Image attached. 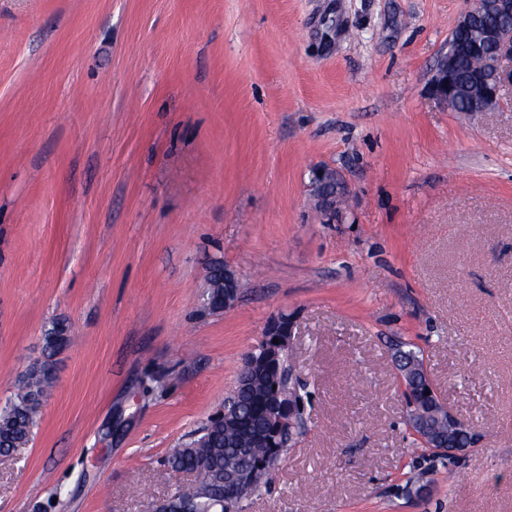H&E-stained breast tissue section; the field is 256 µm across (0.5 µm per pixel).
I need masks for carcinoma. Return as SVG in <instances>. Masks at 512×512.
I'll use <instances>...</instances> for the list:
<instances>
[{"instance_id": "cac0c4a2", "label": "carcinoma", "mask_w": 512, "mask_h": 512, "mask_svg": "<svg viewBox=\"0 0 512 512\" xmlns=\"http://www.w3.org/2000/svg\"><path fill=\"white\" fill-rule=\"evenodd\" d=\"M68 325L59 321L46 336V356L33 364L19 384L18 393L8 407L0 411V453L14 450L29 435L30 408L36 399L44 395L54 383L52 357L57 349L51 343ZM273 382L265 376L256 377L245 388H239L233 396L224 399V407L231 412L229 422L210 419L196 437L176 448L165 459L171 474L194 472L196 480L179 484L174 494L179 499L193 498L200 512H218L222 505L214 501V495L224 484V470L236 467H252L263 471L247 495L266 487L270 471L280 462L285 448H269L258 440L256 432L266 426L268 392ZM423 382L407 381L412 396L405 397L412 412H427L426 395L420 390Z\"/></svg>"}]
</instances>
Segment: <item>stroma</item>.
Wrapping results in <instances>:
<instances>
[{"label": "stroma", "mask_w": 512, "mask_h": 512, "mask_svg": "<svg viewBox=\"0 0 512 512\" xmlns=\"http://www.w3.org/2000/svg\"><path fill=\"white\" fill-rule=\"evenodd\" d=\"M472 4L0 0V409L70 336L0 512H150L282 313L304 426L242 512H512V86L429 90ZM397 339L481 437L453 465L406 430ZM319 173H322V176H319ZM342 185L336 173L327 169L316 171L313 175L311 191L318 207L324 210L336 209V204L344 194ZM209 285L213 288L219 289V294L216 298L208 295L207 306L213 312H223L232 308L239 298V277L237 273L227 267L217 268L211 272Z\"/></svg>", "instance_id": "1"}]
</instances>
